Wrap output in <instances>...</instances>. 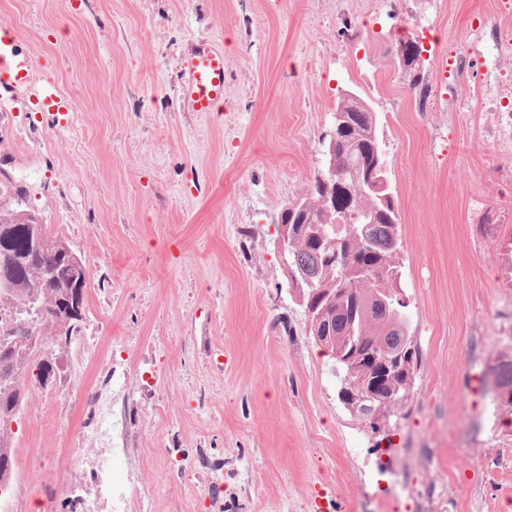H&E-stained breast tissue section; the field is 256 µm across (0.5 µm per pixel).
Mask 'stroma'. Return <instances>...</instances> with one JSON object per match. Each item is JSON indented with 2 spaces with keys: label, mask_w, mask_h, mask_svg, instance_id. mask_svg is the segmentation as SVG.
Here are the masks:
<instances>
[{
  "label": "stroma",
  "mask_w": 512,
  "mask_h": 512,
  "mask_svg": "<svg viewBox=\"0 0 512 512\" xmlns=\"http://www.w3.org/2000/svg\"><path fill=\"white\" fill-rule=\"evenodd\" d=\"M0 27L72 117L0 85V182L89 272L0 512H512V0H0ZM200 43L224 50L219 113L182 101ZM344 89L379 117L419 352L377 432L276 246ZM106 447L118 498L86 465ZM494 385L500 396H507V402L512 405V359L501 360L493 369Z\"/></svg>",
  "instance_id": "obj_1"
}]
</instances>
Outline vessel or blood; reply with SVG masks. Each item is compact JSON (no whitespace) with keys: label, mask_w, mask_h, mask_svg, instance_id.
I'll return each mask as SVG.
<instances>
[{"label":"vessel or blood","mask_w":512,"mask_h":512,"mask_svg":"<svg viewBox=\"0 0 512 512\" xmlns=\"http://www.w3.org/2000/svg\"><path fill=\"white\" fill-rule=\"evenodd\" d=\"M28 56L19 50L14 37L0 36V84L17 91H30ZM182 95L194 112H216L224 103V54L204 44L184 58Z\"/></svg>","instance_id":"vessel-or-blood-1"}]
</instances>
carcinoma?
<instances>
[{
    "mask_svg": "<svg viewBox=\"0 0 512 512\" xmlns=\"http://www.w3.org/2000/svg\"><path fill=\"white\" fill-rule=\"evenodd\" d=\"M353 131L341 132L336 156V170L347 177L354 207L341 201L334 209L323 203L321 180L328 167L315 172L302 191L286 205L296 209L297 217L289 225L288 260L294 270L308 276L302 281L305 304L311 308V336H326L332 343L330 352L340 374L365 365L380 371L381 384L376 393L388 390L389 370L406 352L416 353L406 333L405 322L395 312V300L383 291H397L399 268L397 257L402 249L398 214L379 216L374 224L363 223L364 214L376 213L381 204L364 179H351V169L363 158L370 163L381 154L378 117L373 110L356 112ZM19 204L0 201V228L19 223ZM49 246L41 252L27 251V237L18 232L14 248L19 258L11 273L13 288L0 290V310L16 309L30 296L39 299L42 315L33 335L19 337L20 346L12 357L0 359V476L14 479L13 435L11 422L19 411L15 400L25 402L35 389L45 387V379L54 375L49 361L38 360L37 347H52L59 352L68 348L80 331L79 322L62 327L57 312L63 298L71 291L82 270L67 261L54 245L56 236L46 233ZM53 267L55 278L45 279L44 271ZM494 385L500 396L512 405V359L500 361L493 369ZM414 368L394 377L399 391L385 403L391 409L403 404Z\"/></svg>",
    "mask_w": 512,
    "mask_h": 512,
    "instance_id": "obj_1",
    "label": "carcinoma"
}]
</instances>
